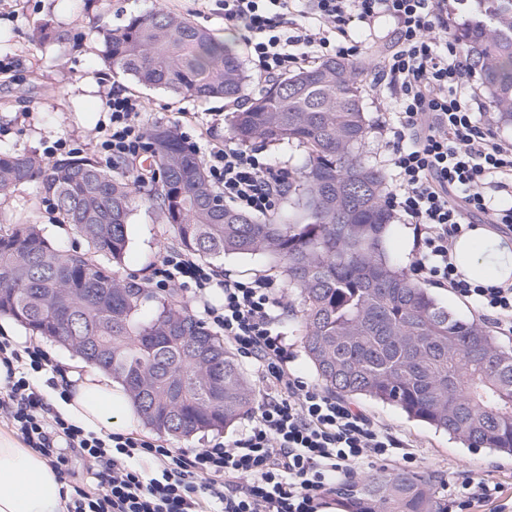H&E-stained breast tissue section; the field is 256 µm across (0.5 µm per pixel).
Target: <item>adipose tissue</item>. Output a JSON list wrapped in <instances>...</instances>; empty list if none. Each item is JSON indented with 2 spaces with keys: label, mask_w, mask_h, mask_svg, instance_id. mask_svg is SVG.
I'll return each mask as SVG.
<instances>
[{
  "label": "adipose tissue",
  "mask_w": 512,
  "mask_h": 512,
  "mask_svg": "<svg viewBox=\"0 0 512 512\" xmlns=\"http://www.w3.org/2000/svg\"><path fill=\"white\" fill-rule=\"evenodd\" d=\"M453 253L459 272L471 282L512 281V243L488 227L477 225L462 232ZM64 377L70 396L54 400V407L83 429L111 431L112 407L125 402L124 389L114 386L106 372L79 363L72 364ZM64 486L38 453L0 431V512H65Z\"/></svg>",
  "instance_id": "ef3b65f1"
}]
</instances>
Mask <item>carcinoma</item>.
<instances>
[{"label":"carcinoma","instance_id":"1","mask_svg":"<svg viewBox=\"0 0 512 512\" xmlns=\"http://www.w3.org/2000/svg\"><path fill=\"white\" fill-rule=\"evenodd\" d=\"M116 74L196 99L243 97L236 53L208 30L161 8L114 29L92 27ZM40 38L71 34L49 22ZM464 51L498 123L512 125V0H474L460 24ZM366 62L325 60L276 81L232 112L243 145L302 148L288 215L264 223L216 198L196 155L164 126L149 131L161 185L149 198L180 244L205 258L259 256L299 307L300 343L329 392L392 406L475 448L512 457V348L489 326L456 315L387 246L384 172L364 158L371 124L360 95ZM32 188L86 243L52 246L35 224L0 230V317L48 336L112 374L145 426L172 436L225 430L255 400L238 359L176 294L159 299L117 275L129 244L134 181L92 155L45 163L0 150V191ZM417 473H384L348 496L378 512H438Z\"/></svg>","mask_w":512,"mask_h":512}]
</instances>
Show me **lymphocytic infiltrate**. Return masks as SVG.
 I'll return each mask as SVG.
<instances>
[{"mask_svg": "<svg viewBox=\"0 0 512 512\" xmlns=\"http://www.w3.org/2000/svg\"><path fill=\"white\" fill-rule=\"evenodd\" d=\"M224 22L246 32L251 69L264 78L323 58L377 56L374 86L396 109L380 125L394 188L388 207L415 225L416 275L476 305L503 336L512 335V283L473 284L457 272L455 239L480 222L512 235V140L486 127L475 86L478 66L449 32L468 0H224ZM391 37L381 43L380 25ZM146 106L115 93L94 135L105 164L135 165L148 153ZM225 204L274 214L288 193V170L234 142L204 155ZM155 286L185 292L207 323L257 365L261 399L247 431L231 442L170 448L135 432L99 434L51 412L44 386L58 387L41 346L0 336V418L25 447L58 470L81 457L94 484L74 487L66 512H327L336 489L366 465L412 470L414 445L343 398L295 374L283 336V297L262 280L242 282L170 249ZM445 512H512L501 483L465 476L448 484Z\"/></svg>", "mask_w": 512, "mask_h": 512, "instance_id": "lymphocytic-infiltrate-1", "label": "lymphocytic infiltrate"}]
</instances>
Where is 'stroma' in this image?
Returning <instances> with one entry per match:
<instances>
[{
  "label": "stroma",
  "mask_w": 512,
  "mask_h": 512,
  "mask_svg": "<svg viewBox=\"0 0 512 512\" xmlns=\"http://www.w3.org/2000/svg\"><path fill=\"white\" fill-rule=\"evenodd\" d=\"M159 7L189 18L238 54H245L242 32L225 25L220 0H0V62L9 65L7 72L0 73V149L40 156L62 137L83 141L85 153H93L90 139L103 118L105 99L115 91L134 94L145 102V126L162 124L190 133L205 149L230 139L229 109L223 100L176 97L161 89L136 86L113 75L99 59L90 30L95 18L119 28L131 17ZM46 20L70 30V43L62 48L41 43L38 27ZM361 96L373 126L364 155L383 169L387 148L378 131L384 118L379 103L388 99L389 93L366 79ZM153 185L148 178L136 182L138 204L131 218L129 248L119 270L121 276L145 283L150 282L166 249L178 245L163 214L147 201ZM11 224L39 225L56 247H84L82 239L60 222L52 202L37 197L30 188L0 195V226ZM214 265L230 278H265L279 293L287 291L279 270L261 258L227 255ZM356 405L371 418L390 424L399 436L414 441L425 461V473L433 477L430 490L435 499H442L443 483L465 474L488 477L512 492V458L483 448H466L447 434L407 420L398 411L369 399H358Z\"/></svg>",
  "instance_id": "stroma-1"
}]
</instances>
